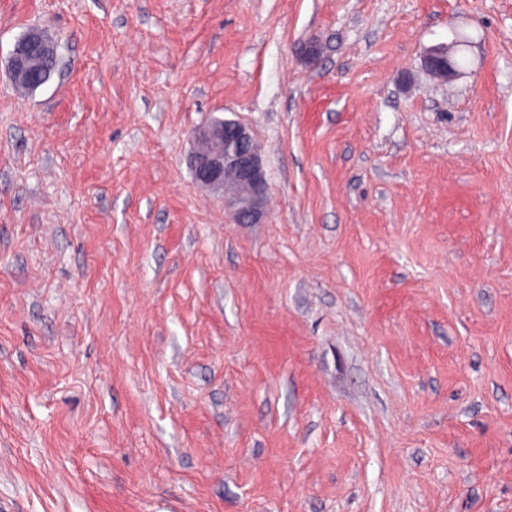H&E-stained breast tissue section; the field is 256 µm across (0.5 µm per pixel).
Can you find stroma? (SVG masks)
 Here are the masks:
<instances>
[{
	"instance_id": "obj_1",
	"label": "stroma",
	"mask_w": 512,
	"mask_h": 512,
	"mask_svg": "<svg viewBox=\"0 0 512 512\" xmlns=\"http://www.w3.org/2000/svg\"><path fill=\"white\" fill-rule=\"evenodd\" d=\"M0 512H512V0H0ZM44 40V31L33 29L28 35V41L19 46H13L8 60V75L11 82L17 87L25 86L27 78H32L33 74L28 68V58L31 50L36 48L37 44ZM423 65L427 72L435 78L446 80L455 73L451 57L445 54V49L431 48L423 57ZM37 79L31 83L28 89H21L28 94H34L37 90L47 85L59 72L60 54L59 51H51L41 54L37 60ZM195 148L189 164L195 181L224 196V209L236 223L256 224L266 215L269 186L252 130L244 123L224 118L206 121L192 133Z\"/></svg>"
}]
</instances>
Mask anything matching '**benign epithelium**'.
<instances>
[{
	"label": "benign epithelium",
	"mask_w": 512,
	"mask_h": 512,
	"mask_svg": "<svg viewBox=\"0 0 512 512\" xmlns=\"http://www.w3.org/2000/svg\"><path fill=\"white\" fill-rule=\"evenodd\" d=\"M44 40V31L33 29L25 44L10 51L8 75L18 88L25 86L32 72L28 68L31 50ZM427 72L446 80L455 73L445 50L432 48L423 57ZM195 148L189 164L195 181L224 196V208L239 224H256L266 215L269 186L261 150L254 147L252 130L244 123L226 119L207 121L192 133Z\"/></svg>",
	"instance_id": "1"
}]
</instances>
